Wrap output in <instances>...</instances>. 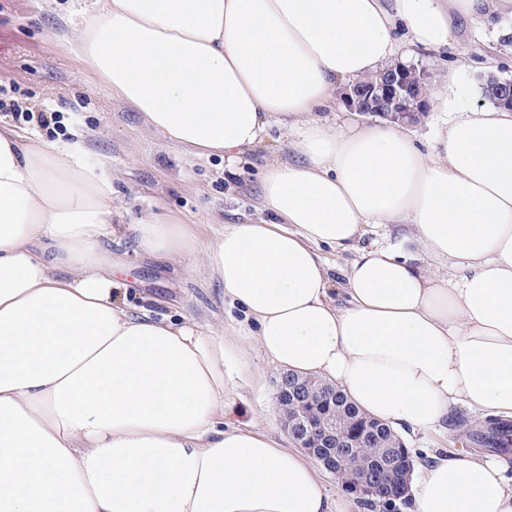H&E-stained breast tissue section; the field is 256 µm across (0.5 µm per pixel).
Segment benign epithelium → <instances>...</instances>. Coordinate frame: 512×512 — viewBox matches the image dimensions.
<instances>
[{"label":"benign epithelium","mask_w":512,"mask_h":512,"mask_svg":"<svg viewBox=\"0 0 512 512\" xmlns=\"http://www.w3.org/2000/svg\"><path fill=\"white\" fill-rule=\"evenodd\" d=\"M427 79L408 66H394L376 83L357 80L342 91L346 105L360 112L380 115L393 122L414 124L430 108L423 92ZM280 423L296 447L304 449L326 470L335 473L344 458L357 452L359 436L342 430L336 419V387L325 384L309 388L294 374H283L276 382ZM395 462L371 459L364 465L366 475L345 486L363 501L374 495L377 485L385 484Z\"/></svg>","instance_id":"1"}]
</instances>
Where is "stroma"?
Returning a JSON list of instances; mask_svg holds the SVG:
<instances>
[{"instance_id": "1", "label": "stroma", "mask_w": 512, "mask_h": 512, "mask_svg": "<svg viewBox=\"0 0 512 512\" xmlns=\"http://www.w3.org/2000/svg\"><path fill=\"white\" fill-rule=\"evenodd\" d=\"M98 0H0V100L33 112L56 113L46 129L0 112V124L15 126L32 141L65 150L82 142L80 161L95 166L109 160L113 206L122 228L104 242L119 283L127 288L132 310L162 319L185 320L213 332L242 321L237 308L223 304L220 286L203 257L228 224L271 220L261 201V172L273 159H288V138L271 125L264 143L233 160L200 155L152 129L141 112L123 101L85 66L74 45L58 32L80 26ZM512 30V17L493 23H462L457 42L446 48L416 50L411 66L429 72L440 87L449 69L458 72L461 103L482 104L481 84L488 74L512 76V46L501 34ZM183 225L192 248L163 257L143 253L134 234L141 221ZM278 370L250 352L224 413L230 425H252L282 446L293 442L279 422L275 395ZM481 422L462 407L454 408L447 428L409 432L402 439L413 459L426 451L465 452L479 457L487 447L468 437Z\"/></svg>"}]
</instances>
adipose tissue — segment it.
<instances>
[{
  "instance_id": "ef3b65f1",
  "label": "adipose tissue",
  "mask_w": 512,
  "mask_h": 512,
  "mask_svg": "<svg viewBox=\"0 0 512 512\" xmlns=\"http://www.w3.org/2000/svg\"><path fill=\"white\" fill-rule=\"evenodd\" d=\"M512 0H105L71 34L85 65L148 125L234 159L286 130L268 163L277 220L224 227L205 260L283 373L335 384L394 431L445 426L454 406L512 420V110L456 118L420 146L402 125L334 127L336 89L401 43L448 45L462 19ZM112 180L0 126V512H348L301 453L222 420L234 347L197 324L129 312L101 254ZM412 225L426 256L361 242ZM173 254L175 224L137 226ZM355 258L334 285L315 251ZM412 512H512L495 456L432 454Z\"/></svg>"
}]
</instances>
